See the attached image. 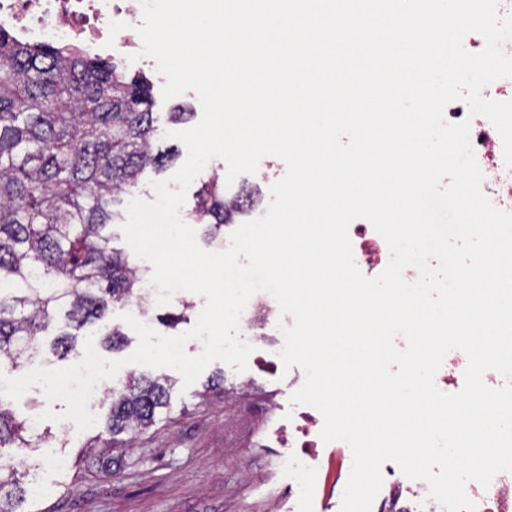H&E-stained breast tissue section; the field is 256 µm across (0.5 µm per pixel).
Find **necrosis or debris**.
I'll use <instances>...</instances> for the list:
<instances>
[{
  "label": "necrosis or debris",
  "instance_id": "obj_1",
  "mask_svg": "<svg viewBox=\"0 0 512 512\" xmlns=\"http://www.w3.org/2000/svg\"><path fill=\"white\" fill-rule=\"evenodd\" d=\"M142 24L140 0H0V29L15 40L31 45L53 44L67 50L77 48L89 54L128 56L142 48L137 32ZM449 123L470 121V141L483 173L482 189L498 209L512 212V168L503 159L501 137L485 116H470L465 101L456 100L444 109ZM355 262L368 277L377 276L387 266L390 251L385 240L364 219L354 220L348 229ZM279 312L276 301L252 302L241 318L257 359L278 361L282 338L267 336ZM323 417L314 408L288 416L281 438L288 450L289 469L309 480L322 469L319 447ZM384 483L372 512H444L430 498L425 482L406 478L391 462L382 466ZM468 496L476 512H512V473H498L489 487L469 482Z\"/></svg>",
  "mask_w": 512,
  "mask_h": 512
}]
</instances>
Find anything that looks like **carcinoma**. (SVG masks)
I'll return each mask as SVG.
<instances>
[{"mask_svg":"<svg viewBox=\"0 0 512 512\" xmlns=\"http://www.w3.org/2000/svg\"><path fill=\"white\" fill-rule=\"evenodd\" d=\"M155 122L142 76L0 29V362L35 358L58 317L65 329L49 351L63 358L110 305L144 301L136 287L147 269L130 265L105 230L116 196L137 191L144 169L167 160L152 148ZM198 196L193 220L211 235L252 203L248 193L225 200L216 179ZM170 386L130 377L112 393L108 430L148 427ZM41 442L0 401V446ZM26 496L17 471L0 466V512H20Z\"/></svg>","mask_w":512,"mask_h":512,"instance_id":"1","label":"carcinoma"}]
</instances>
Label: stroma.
Returning a JSON list of instances; mask_svg holds the SVG:
<instances>
[{
    "instance_id": "obj_1",
    "label": "stroma",
    "mask_w": 512,
    "mask_h": 512,
    "mask_svg": "<svg viewBox=\"0 0 512 512\" xmlns=\"http://www.w3.org/2000/svg\"><path fill=\"white\" fill-rule=\"evenodd\" d=\"M113 61L127 73L150 76L157 100L160 134L154 148L170 159L162 171L149 170L141 177L139 196L151 201L152 182L168 179L184 163L187 149L174 134L195 125L194 115L201 106L191 91L163 100V82L149 65L133 64L119 55ZM173 112L187 113L188 118L170 120ZM271 163L268 174L241 175L224 190L229 199L244 188L255 191L251 218L265 214L270 186L286 172L281 159L272 158ZM204 304V297L186 291L177 292L162 306L151 298L146 304L147 323L161 334L179 335L194 327ZM125 311V305H112L104 319L109 328L125 334V343L111 349L103 339L95 341L103 358L125 362L112 386L121 388L134 373L169 377L174 383L169 406L143 432L116 435L112 466L102 469L93 464L87 447L107 430L109 399L90 404L97 423L84 431L68 420H41L46 409L61 412L65 405L48 403L40 387L9 401L17 420L36 422L45 437L39 448L0 446V463L14 466L24 476L28 495L22 512H289L294 486L281 465L282 451L265 445L267 432L288 411L287 390L252 364L239 372L224 362H212L187 387L173 369L127 363L138 336L122 321Z\"/></svg>"
}]
</instances>
